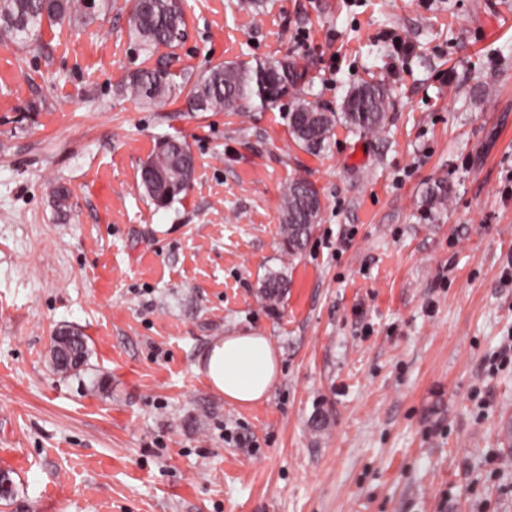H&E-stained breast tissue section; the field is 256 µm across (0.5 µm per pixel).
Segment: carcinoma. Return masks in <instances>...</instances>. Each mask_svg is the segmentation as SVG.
Returning <instances> with one entry per match:
<instances>
[{"label": "carcinoma", "mask_w": 512, "mask_h": 512, "mask_svg": "<svg viewBox=\"0 0 512 512\" xmlns=\"http://www.w3.org/2000/svg\"><path fill=\"white\" fill-rule=\"evenodd\" d=\"M87 0H0V35L10 42L29 47L44 22L87 21ZM129 27L147 51L172 48L186 36V22L180 0H133ZM303 78L294 64L244 63L209 67L192 83L189 104L195 112H219L245 107L254 100L264 106L291 93L295 105L289 115L290 134L295 144L316 155L331 143L334 129L342 122L354 133H373L385 123L389 92L378 82H366L351 89L341 111L326 112L307 99L298 85ZM173 74L168 66L133 72L120 92L143 103L160 106L171 94ZM194 158L188 146L176 139L164 140L141 169V187L159 207L166 206L185 192L192 182ZM321 211V199L313 184L294 179L285 188L282 206V232L288 256H297L306 245ZM288 291V278L271 272L262 285V295L278 302ZM88 347L78 332L59 330L53 336L52 368L67 375L86 362Z\"/></svg>", "instance_id": "obj_1"}]
</instances>
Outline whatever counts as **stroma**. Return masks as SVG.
<instances>
[{"instance_id": "obj_1", "label": "stroma", "mask_w": 512, "mask_h": 512, "mask_svg": "<svg viewBox=\"0 0 512 512\" xmlns=\"http://www.w3.org/2000/svg\"><path fill=\"white\" fill-rule=\"evenodd\" d=\"M182 7L184 41L153 53L131 0L0 44V512H512V0ZM283 60L328 112L384 83V129L337 125L314 156L291 97L191 111L207 67ZM164 62V106L120 95ZM166 138L195 172L159 207L140 172ZM296 178L322 211L292 258ZM60 328L88 343L72 375L49 365ZM244 331L281 352L249 408L195 369ZM288 291V278L282 272H271L262 285V295L269 303H277Z\"/></svg>"}]
</instances>
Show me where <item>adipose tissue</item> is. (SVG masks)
Masks as SVG:
<instances>
[{
  "label": "adipose tissue",
  "mask_w": 512,
  "mask_h": 512,
  "mask_svg": "<svg viewBox=\"0 0 512 512\" xmlns=\"http://www.w3.org/2000/svg\"><path fill=\"white\" fill-rule=\"evenodd\" d=\"M281 354L270 337L252 332L215 338L195 369L229 404L247 408L268 400L280 377Z\"/></svg>",
  "instance_id": "adipose-tissue-1"
}]
</instances>
